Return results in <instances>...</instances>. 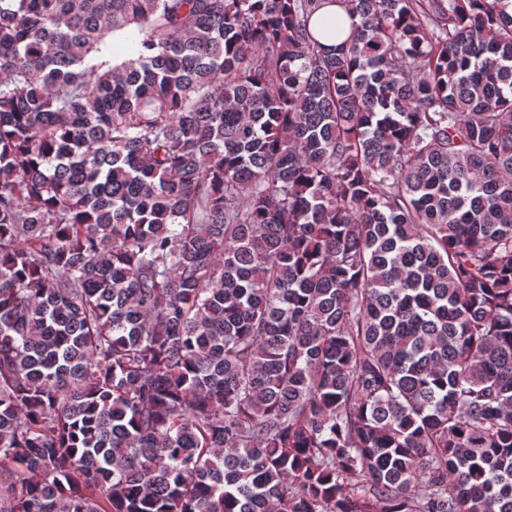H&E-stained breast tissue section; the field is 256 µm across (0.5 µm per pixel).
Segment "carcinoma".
<instances>
[{"mask_svg": "<svg viewBox=\"0 0 512 512\" xmlns=\"http://www.w3.org/2000/svg\"><path fill=\"white\" fill-rule=\"evenodd\" d=\"M0 512H512V0H0Z\"/></svg>", "mask_w": 512, "mask_h": 512, "instance_id": "1", "label": "carcinoma"}]
</instances>
